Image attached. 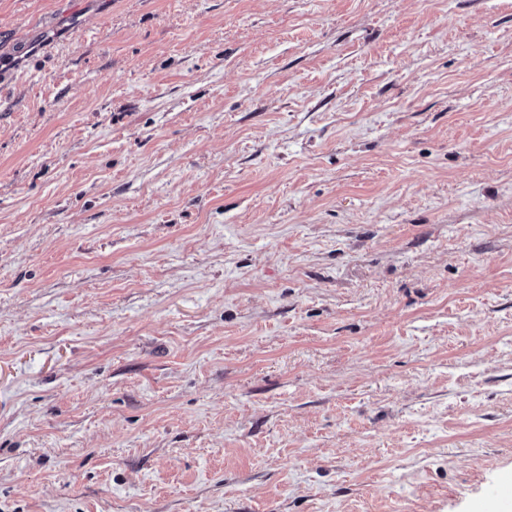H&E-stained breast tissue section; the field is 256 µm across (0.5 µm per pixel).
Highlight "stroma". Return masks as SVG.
<instances>
[{
  "label": "stroma",
  "mask_w": 512,
  "mask_h": 512,
  "mask_svg": "<svg viewBox=\"0 0 512 512\" xmlns=\"http://www.w3.org/2000/svg\"><path fill=\"white\" fill-rule=\"evenodd\" d=\"M0 70V512L512 482V0H0Z\"/></svg>",
  "instance_id": "35a3bbf8"
}]
</instances>
